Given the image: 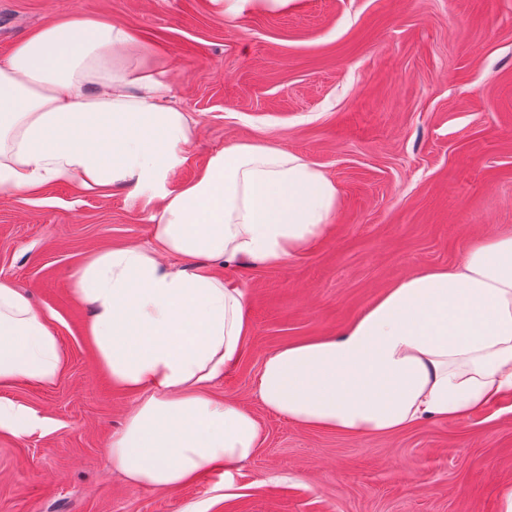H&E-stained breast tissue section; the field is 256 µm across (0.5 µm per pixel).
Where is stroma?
Returning <instances> with one entry per match:
<instances>
[{"mask_svg":"<svg viewBox=\"0 0 512 512\" xmlns=\"http://www.w3.org/2000/svg\"><path fill=\"white\" fill-rule=\"evenodd\" d=\"M132 26L198 121L194 162L232 142L301 155L339 189L330 231L278 266L215 265L245 289L252 333L211 388L246 406L264 441L235 470L173 490L134 488L106 448L136 395L100 369L70 274L93 251L151 246L153 207L123 190H0V281L51 324L63 361L49 388L0 401L43 425L0 430V512H503L512 405L389 438L300 428L253 395L283 344L336 334L399 278L458 263L512 226V0H292L228 20L215 0H0V57L58 17Z\"/></svg>","mask_w":512,"mask_h":512,"instance_id":"35a3bbf8","label":"stroma"}]
</instances>
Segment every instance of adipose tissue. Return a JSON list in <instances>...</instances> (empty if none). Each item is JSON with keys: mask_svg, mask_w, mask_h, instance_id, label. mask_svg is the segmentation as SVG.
I'll list each match as a JSON object with an SVG mask.
<instances>
[{"mask_svg": "<svg viewBox=\"0 0 512 512\" xmlns=\"http://www.w3.org/2000/svg\"><path fill=\"white\" fill-rule=\"evenodd\" d=\"M145 53L129 26L75 15L46 21L0 59V190L130 188L156 207L151 247L94 252L70 276L99 364L138 396L108 461L135 488H177L218 468L229 488L263 436L243 404L210 393L251 333L244 290L210 265L293 257L328 230L338 188L260 142L228 144L174 184L198 123L163 72L130 68ZM61 370L53 327L0 281V386L50 387ZM254 393L295 425L348 437L498 404L512 393V230L471 241L455 267L396 280L336 335L284 344Z\"/></svg>", "mask_w": 512, "mask_h": 512, "instance_id": "obj_1", "label": "adipose tissue"}]
</instances>
